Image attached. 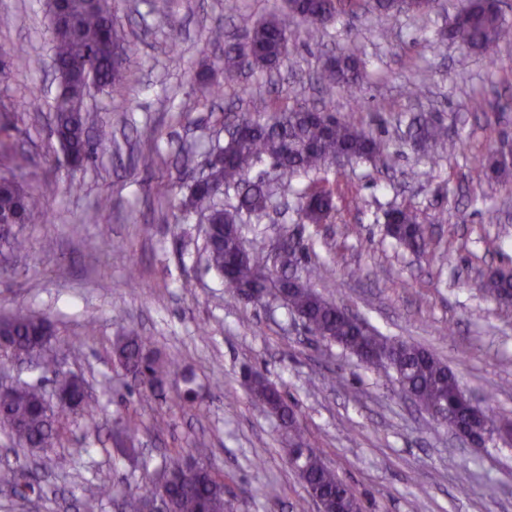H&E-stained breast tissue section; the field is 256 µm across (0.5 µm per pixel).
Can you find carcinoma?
<instances>
[{
    "instance_id": "cac0c4a2",
    "label": "carcinoma",
    "mask_w": 512,
    "mask_h": 512,
    "mask_svg": "<svg viewBox=\"0 0 512 512\" xmlns=\"http://www.w3.org/2000/svg\"><path fill=\"white\" fill-rule=\"evenodd\" d=\"M69 15L75 21V32L54 40V55L63 62L80 68L77 75H67L59 81L53 98L51 135L58 142L67 164L81 168L93 160L97 152L87 133V98L94 87L118 89L125 83L123 67L114 56L133 54L134 46L125 42L115 27L114 0H65ZM359 5V0H288V11L274 13L258 21L242 42H228L224 26L208 31L207 40L224 46V86L247 90L242 85L246 72L277 71L288 54V47L301 39H310L324 29L339 13ZM373 12L381 17L394 16L406 10L404 0H373ZM440 35L470 50L481 53L489 62L500 61L501 48L512 42V23L508 22L496 0H467L456 13L448 28ZM23 57L33 68L41 60L28 55L15 44L0 48V58ZM316 82L329 89L353 92L364 81L356 49L327 59L316 72ZM333 107L323 106L317 112L302 105L284 107L267 116H254L238 110L226 117L233 124H244L250 133L243 139L224 143V160L211 166L207 179L191 183L178 199V208L210 222L205 235L206 268L215 271L224 281V288L239 300L248 302V290L257 287L256 276L262 271L275 274L278 280L288 279V267L293 265L303 246L289 239L277 260L262 248L250 245L238 234L234 225L244 217L260 216L269 200V188L260 177L251 175L256 164L266 160L274 164L282 178L297 172L318 173L334 164L336 157L380 161L387 155L386 142L342 116H331ZM445 127L437 122L417 126L411 133L422 152L443 138ZM14 165L0 176V247L21 254L27 242L11 229L12 224H37L44 212L34 196L20 181L18 172L24 169V158L13 155ZM473 171L477 178H509V164L490 151L479 158ZM237 190L236 200L228 205L214 191L213 185ZM304 218L311 224H322L335 209L334 192L316 186L300 197ZM388 235L410 252L426 248L425 229L416 211L394 208L386 214ZM482 293L496 302L512 298V276L490 275L479 285ZM289 313L300 312L310 330L323 339L347 344H361L372 353L366 366L379 374L395 375L409 386L415 399L425 406H439L456 413L455 397L458 378L448 365L429 349L406 339L384 336L369 323H354L343 317L336 305L309 285L285 290ZM49 320L45 317L17 313L0 318V350L13 359L24 357L39 347L40 368L55 374V388L63 392L67 403L57 414H72L84 409L86 391L83 379L56 369V357L45 345L44 335ZM152 338L131 332L119 337L113 346V360L131 377V385L143 391H160L170 376V365L150 349ZM271 382L262 376L253 377L249 394L253 401L266 400L275 409L290 413L288 420V455L306 473L310 489L319 496L327 509L340 501L344 509L358 507L353 489L328 467L313 448L306 447L302 424L296 410L280 390L270 389ZM44 395L39 383H24L0 391V424L10 439L32 450L49 448L59 438L55 415L47 414ZM140 425L131 418L120 420L113 433V443L131 459L138 457ZM188 459L180 452L164 456L158 474H176ZM167 499L162 512H226L224 476L202 461L190 476L166 487ZM157 489L146 485L143 492L124 499V512H146L145 504L155 500Z\"/></svg>"
}]
</instances>
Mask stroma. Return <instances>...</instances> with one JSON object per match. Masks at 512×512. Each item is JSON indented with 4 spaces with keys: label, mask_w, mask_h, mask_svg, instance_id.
<instances>
[{
    "label": "stroma",
    "mask_w": 512,
    "mask_h": 512,
    "mask_svg": "<svg viewBox=\"0 0 512 512\" xmlns=\"http://www.w3.org/2000/svg\"><path fill=\"white\" fill-rule=\"evenodd\" d=\"M284 0H120L117 24L137 52L124 60L122 92L93 91L89 132L108 128L112 142L71 170L50 134L51 112H31L30 98L52 101V69L10 63L0 76V141L24 148L28 183L47 212L20 226L28 252L0 260V314L46 316L51 347L64 369L87 384L83 411L69 415L52 448L37 451L34 493L14 496L0 480V512H82L84 500L109 485L99 512H115L125 492L154 476L173 449L204 460L224 476L227 512H318L285 451L279 420L250 397L254 370L276 383L301 414L304 436L362 498L366 512H512V446L463 448L400 394L394 380L369 370L336 344L309 334L282 307L244 304L208 271L196 215L171 207L224 139V112L255 114L306 102L333 103L352 122L388 144L389 164L366 161L295 174L278 210L246 224L251 244L273 248L284 236L306 243L295 272L327 299L387 336L421 343L445 361L461 386L491 410L512 409V305L479 290L484 273L512 270V180H477L475 158L512 135V45L500 67L439 30L460 6L438 0L426 14L385 19L367 7L345 12L314 40L290 48L276 79L247 76L250 94L218 97L192 89L196 73L224 81V50L211 27L229 38ZM51 29L45 0H0V45L26 44L48 57ZM355 48L365 81L360 93H329L311 78L322 63ZM425 85L407 97L410 82ZM485 111L468 109L474 94ZM441 122L448 138L434 156L407 135L414 118ZM156 160L144 168L142 156ZM336 187V209L323 224L303 221L299 196L314 185ZM112 208L96 217L98 201ZM416 210L429 244L415 255L386 233L391 207ZM55 249L45 252L44 240ZM334 262L332 281L317 269ZM137 269V283L128 280ZM454 335H444L446 326ZM150 336L174 361L161 394L130 393L114 372L118 336ZM112 381L117 394L103 395ZM136 416L142 462L132 465L108 439L116 418ZM87 451H79V444ZM69 457L67 469L55 466ZM278 490L277 500L261 491Z\"/></svg>",
    "instance_id": "35a3bbf8"
}]
</instances>
